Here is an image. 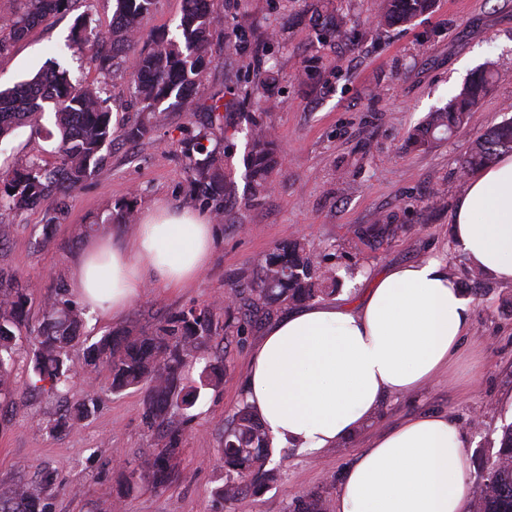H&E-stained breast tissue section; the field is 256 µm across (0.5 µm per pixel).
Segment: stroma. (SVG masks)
Segmentation results:
<instances>
[{
  "mask_svg": "<svg viewBox=\"0 0 512 512\" xmlns=\"http://www.w3.org/2000/svg\"><path fill=\"white\" fill-rule=\"evenodd\" d=\"M112 2L72 0L67 11L13 42L0 54V88L13 87L54 61L73 81L101 88L118 122L135 123L141 106L131 95L128 70L101 74L89 62L90 42L74 37L80 21L105 31ZM316 2L248 0L243 10L237 0L210 5L214 63L208 84L229 105L240 103L238 77L253 52L252 46H235L233 26L242 22L259 38L277 34L282 39L267 66L249 73L255 83L277 74L280 101L273 125L281 165L258 204L244 203L247 122L239 121L230 140L236 190L219 217L214 202L193 196L184 168L183 143L194 135L199 118L174 111L150 137L105 149L96 171L70 195L63 211L47 202L0 215L12 226L0 242V272L29 284L13 371L19 394L0 396V486L35 480L38 468L45 467L56 477L42 500L46 512H237L219 492L222 437L244 398L249 353L263 325L214 337L204 362L186 368L184 384L200 386L201 395L189 412H172L186 435L178 471L162 489L144 482L133 492L125 490L127 463L156 456L164 445L163 428L146 418L142 389L112 394L108 367L86 377L78 351L72 354L77 372L65 397L29 387L34 378L30 333L42 318L45 298L61 287L73 298L71 267L92 242L136 234V225L118 216L127 202L139 214L157 204L197 211L213 219L218 243L193 286L146 288L117 320L86 312L83 333L92 342L111 331L149 334L182 311L222 300L231 283L259 276L275 246L297 237L307 240L319 267L335 271L333 300L358 301L372 274L385 268L437 259L470 302L474 334L467 337L452 376H440L413 393L386 396L359 434L320 454L272 449L275 477L250 490L247 512H297L314 498L324 502L325 512H336L342 478L366 444L428 411L448 415L470 456L469 485H479L503 426L512 423V285L487 277L473 283L471 267L452 239L450 217L467 184L461 163L470 137L512 117V0H436L430 13L389 31L374 27L380 0H333L348 18L339 39L320 38L304 22ZM306 59L312 62L308 72L301 67ZM487 62L494 64L497 78L468 130L426 149L408 146L410 131ZM243 106L256 109L252 102ZM49 125L45 119L1 140L0 171L32 162L53 167ZM381 217L392 232L367 236ZM206 366L219 377L217 386L201 387ZM85 403L91 407L87 418L72 430L50 433V421L64 409Z\"/></svg>",
  "mask_w": 512,
  "mask_h": 512,
  "instance_id": "1",
  "label": "stroma"
}]
</instances>
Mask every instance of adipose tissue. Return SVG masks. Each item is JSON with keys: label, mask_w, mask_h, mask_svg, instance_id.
<instances>
[{"label": "adipose tissue", "mask_w": 512, "mask_h": 512, "mask_svg": "<svg viewBox=\"0 0 512 512\" xmlns=\"http://www.w3.org/2000/svg\"><path fill=\"white\" fill-rule=\"evenodd\" d=\"M452 231L474 268L512 284V154L469 178ZM212 250L202 215L157 206L135 237L88 246L71 283L92 310L117 318L146 286L194 284ZM472 330L471 305L443 262L393 266L357 303L313 304L268 326L249 356L245 399L273 447L318 454L364 428L385 396L437 378ZM468 471L447 415L412 416L346 471L336 512H464Z\"/></svg>", "instance_id": "1"}]
</instances>
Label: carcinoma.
<instances>
[{"label":"carcinoma","mask_w":512,"mask_h":512,"mask_svg":"<svg viewBox=\"0 0 512 512\" xmlns=\"http://www.w3.org/2000/svg\"><path fill=\"white\" fill-rule=\"evenodd\" d=\"M24 10L0 27L9 39L24 38L36 26L66 10L71 0H23ZM177 35L161 38L149 48H138L144 21L153 0H117V9L107 40L112 53L96 58L98 67L108 71L116 55L132 60L135 79L133 94L142 105L140 122L120 129L112 124V112L100 92L72 83L67 72L42 69L33 78L11 90L0 91V140L17 128L42 119L45 108L54 114L57 130V162L51 168L37 163L18 170L0 172V210L18 211L51 198L61 200L80 188L103 160L102 150L117 138L139 140L149 136L163 123L170 111L195 112L201 108L204 120L197 133L183 148L186 171L194 192L213 201L230 194L234 182L229 173V147L210 150L204 145L210 130L224 128L227 104L208 94L207 69L212 16L209 0H184ZM434 0H381L375 17L379 29L405 26L433 8ZM312 27L340 37L345 33V16L318 5L310 16ZM495 78L488 63L462 87L446 110L429 114L425 124L411 134L419 148L467 130L470 117ZM275 78L269 76L251 88L264 99V107L252 113L245 159L248 205L263 198L271 189L279 166V151L272 134L276 100L271 93ZM512 152V120L497 123L477 135L465 155L462 167L473 171L492 164L502 153ZM336 274L321 271L302 238L277 246L266 258L257 281L245 288L232 287V305L218 304L191 308L166 320L150 335L129 332L110 333L83 349L85 372H96L101 364L110 368L112 392L120 394L132 387H145L144 405L150 422H164L169 408L184 411L199 397L195 389L182 383V369L196 360V354L214 336L242 326H234L228 316L231 308L244 309L248 315L269 313L271 308L311 301L329 294ZM26 293L23 288H0V395L16 392L12 382L14 339L25 316ZM83 312L67 300L50 296L45 303L43 321L34 330V373L38 380L50 383V390L67 387L71 368L69 351L80 344ZM88 412L85 406L75 413L62 414L52 430L74 424ZM183 431L168 430L164 450L154 459H146L130 468L127 490L143 479L155 488L165 487L180 461ZM271 444L263 424L248 403L235 413V424L224 430L222 463L225 500L239 503L246 499L248 482L274 477L267 469ZM492 473L491 483L475 491L472 512H512V424L503 427L498 450L485 461ZM40 492L22 482L0 489V512H38Z\"/></svg>","instance_id":"carcinoma-1"}]
</instances>
